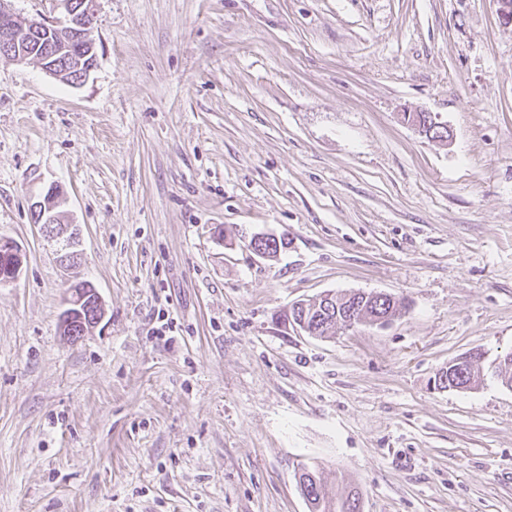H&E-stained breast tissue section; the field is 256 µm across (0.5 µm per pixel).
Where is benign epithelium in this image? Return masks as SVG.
Here are the masks:
<instances>
[{
	"label": "benign epithelium",
	"instance_id": "obj_1",
	"mask_svg": "<svg viewBox=\"0 0 512 512\" xmlns=\"http://www.w3.org/2000/svg\"><path fill=\"white\" fill-rule=\"evenodd\" d=\"M96 0H64L67 17L64 20L22 18L12 8V0H0V23L6 34L0 37V56L8 61L24 63L31 59L25 44L28 34L38 27L55 32L51 45L43 48L37 62L41 68L59 81L73 86L83 84L95 69L97 56L92 31ZM64 200L62 189L50 185L31 206L34 223L47 238L65 239L60 263L68 270L79 266V236L72 225L64 223L58 208ZM25 255L17 244L0 238V284L14 281L23 267ZM71 297L61 318L64 335H85L105 317V307L96 288L89 282L72 281Z\"/></svg>",
	"mask_w": 512,
	"mask_h": 512
}]
</instances>
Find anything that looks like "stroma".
<instances>
[{
	"mask_svg": "<svg viewBox=\"0 0 512 512\" xmlns=\"http://www.w3.org/2000/svg\"><path fill=\"white\" fill-rule=\"evenodd\" d=\"M70 86L0 61V512H512V24L497 0H97ZM428 112L435 142L404 122ZM58 184L81 263L31 220ZM283 236L277 257L248 246ZM106 315L60 331L72 277ZM404 302L314 338L324 292ZM479 349L480 381L436 374ZM24 260L25 255L17 244L0 238V284L16 280ZM299 473L297 484L309 512H361V498L354 488L334 490L324 481L317 466L303 464Z\"/></svg>",
	"mask_w": 512,
	"mask_h": 512,
	"instance_id": "35a3bbf8",
	"label": "stroma"
}]
</instances>
